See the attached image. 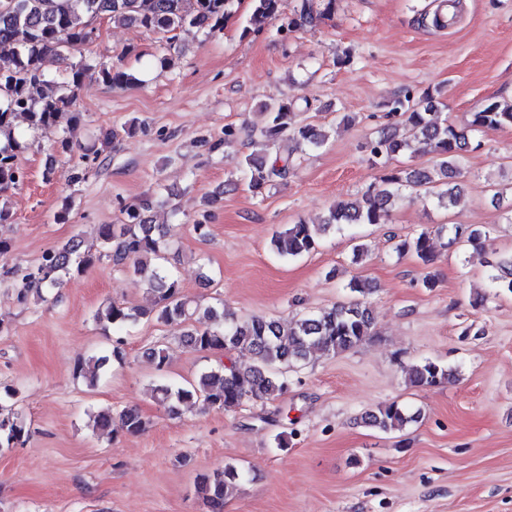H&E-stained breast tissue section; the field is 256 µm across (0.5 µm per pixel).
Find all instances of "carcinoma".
<instances>
[{
    "instance_id": "obj_1",
    "label": "carcinoma",
    "mask_w": 512,
    "mask_h": 512,
    "mask_svg": "<svg viewBox=\"0 0 512 512\" xmlns=\"http://www.w3.org/2000/svg\"><path fill=\"white\" fill-rule=\"evenodd\" d=\"M234 0H0V193L16 186L23 178L17 163L21 148L14 125L17 113L26 115L31 128L51 131L60 113L70 110L77 93L88 78L110 86H126L136 77L121 64H91L85 59L70 60V53L93 42L96 37L91 21L106 17L114 24L135 25L147 32L167 35V45L176 38L175 31L192 26L215 36L224 30ZM248 26L243 33L259 31L277 21L275 36H283L302 27H316L331 16L334 0H300L291 15L280 10L281 0H251ZM54 55L66 62L65 76L57 82L48 78L44 59ZM296 100L289 98L265 106L264 125L258 130L261 152L242 158L240 167L249 174L248 187L259 193L266 186L288 177L297 155L323 148L327 135L310 125L294 124ZM446 107L438 95L425 93L414 102L410 97L393 101L389 116L399 120L405 136L399 138L383 128L366 143L368 160L385 170L380 182L370 186L361 198L329 208L319 224L300 221L276 233L272 248L280 255L301 256L314 250L331 233H342L355 224H380L389 207L402 198V190L424 189L438 203L451 206L458 192L455 179L462 175L463 152L469 133L502 126H512V103L492 101L472 113L469 129H459L439 119ZM417 143L434 153L436 162L428 170L397 169L395 158ZM153 201L123 209L124 221L118 226L99 228L103 250L97 256L82 253L70 242L44 252L41 262L24 275L18 299L27 300L33 290L50 288L61 278L84 271L95 261L106 258L116 267L144 277L152 295L153 309L111 302L95 314L98 321L129 327L143 318L153 317L168 325H185L179 341L190 348L210 353L240 352L253 363L242 366L221 363L200 373L197 379L178 386L161 384L153 389L154 398L164 411L175 416L181 408L197 402L208 408L233 411L245 401L267 402L288 390V372L300 368L314 353L337 355L354 348L373 335V316L363 296L366 281L353 278L345 285L348 301L317 313L281 323L264 316L238 320L224 309L205 308L187 297L175 272L165 265L169 232L148 224L145 212ZM489 232L470 226L455 225L450 244L483 250ZM396 252L411 254L424 263L435 257L431 232L421 231L400 240ZM490 287L512 293V253L501 255L491 264ZM108 361L105 356L76 367V374L94 379ZM454 370L432 360H424L409 369L408 379L415 387H433L451 381ZM120 429L136 435L145 431L147 421L136 409L119 413ZM115 417L108 410L95 416V427L112 434ZM420 412L397 402L381 405L361 417L362 423L382 432L401 430L418 421ZM25 419L9 406L0 404V447L13 448L28 438ZM242 477L233 465L199 480V491L208 512H224V499Z\"/></svg>"
}]
</instances>
